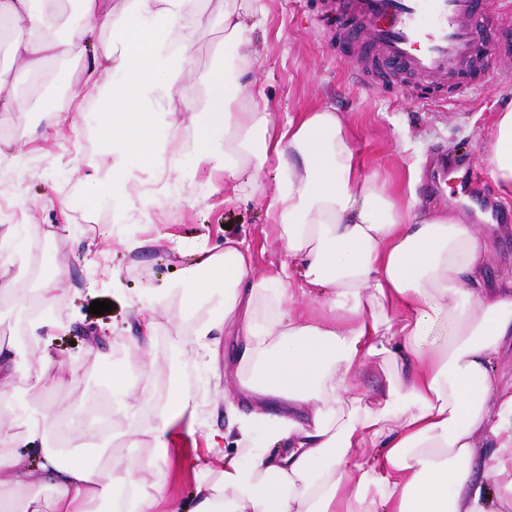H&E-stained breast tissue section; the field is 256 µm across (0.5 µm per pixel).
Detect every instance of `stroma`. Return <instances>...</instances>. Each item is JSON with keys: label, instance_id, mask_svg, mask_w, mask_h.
Masks as SVG:
<instances>
[{"label": "stroma", "instance_id": "stroma-1", "mask_svg": "<svg viewBox=\"0 0 512 512\" xmlns=\"http://www.w3.org/2000/svg\"><path fill=\"white\" fill-rule=\"evenodd\" d=\"M265 15L256 17L244 53L252 57L248 69L224 43V25L215 22L198 34L184 59L195 91H203L212 74L235 79L239 111L253 83H261L273 122L320 106L336 109L354 133V148L364 161L366 175L378 176L401 204L416 212L446 207L459 212L466 223L485 234L491 249L480 275L484 288L512 282V194H501L487 180L486 194L498 198V221L478 220L457 203V184L434 187L429 173L444 156L486 169L495 119L512 103V83L493 79V72H511L512 58L491 63L490 73L476 74L477 95L461 105L430 103L418 87L405 80L397 84L361 72L356 59L360 45L336 39L338 23L325 12L324 0H264ZM117 76L105 78L101 100L91 103L75 120L80 137L62 130L39 134L40 114L28 99L14 111L0 112V140L25 155L23 166L0 172V230L12 229L28 264L18 275L17 292L33 294L32 275L49 263L57 288L54 313L62 320L40 366L39 348L21 343L20 321L9 299H0V344L14 349L15 385L12 401L21 408L54 406L73 411L110 392L101 373L113 364L130 380L128 402L145 407L154 396L166 395L180 384L200 397H223L242 410L259 407L258 397L238 384L237 340L226 335L218 348L217 373L196 382L200 357L187 324L177 319V307L168 312L139 308L138 295L146 290L165 292L196 267L202 252H223L228 238L243 239L253 255V272L271 274L284 255L267 215V198L275 186L274 172L266 168L250 180L224 184V171L193 145L189 115H175L177 127L190 143L167 153L158 166H134L125 174L131 202L113 196L109 157L101 152L102 123L112 101ZM418 181L409 185L408 171ZM109 300L110 312L90 314L94 300ZM154 319V385L143 390L134 362L133 340L146 319ZM42 367L40 383L29 382L34 367ZM223 409L197 412L194 426L176 421L170 429L168 492L172 500L187 502L197 475L185 458L200 453L205 435L224 428Z\"/></svg>", "mask_w": 512, "mask_h": 512}]
</instances>
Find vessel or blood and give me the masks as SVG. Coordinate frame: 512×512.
I'll list each match as a JSON object with an SVG mask.
<instances>
[{
	"mask_svg": "<svg viewBox=\"0 0 512 512\" xmlns=\"http://www.w3.org/2000/svg\"><path fill=\"white\" fill-rule=\"evenodd\" d=\"M344 34L364 27L362 66L394 67L420 85L472 96L471 70L512 47L485 39L489 17L512 23V0H334Z\"/></svg>",
	"mask_w": 512,
	"mask_h": 512,
	"instance_id": "1",
	"label": "vessel or blood"
}]
</instances>
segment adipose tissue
Masks as SVG:
<instances>
[{
	"label": "adipose tissue",
	"mask_w": 512,
	"mask_h": 512,
	"mask_svg": "<svg viewBox=\"0 0 512 512\" xmlns=\"http://www.w3.org/2000/svg\"><path fill=\"white\" fill-rule=\"evenodd\" d=\"M225 6L207 0H78L83 25L46 36L55 0H0L9 55L28 76L53 61L70 66L83 101L100 78L119 75L102 139L112 191L130 163L152 166L177 147L176 111L189 113L204 155L221 159L225 181L273 165L282 174L268 209L284 259L254 277L244 241L229 240L153 308L177 299L198 350H216L225 330L240 338L241 386L261 410L224 408L225 429L206 436V455L189 505L169 501L166 433L173 416L207 400L178 387L142 428L126 406L127 435H149L154 458L63 456L48 438H98L94 428L51 409L17 416L19 432L0 449V512H512V386L493 363L512 336V286L476 287L484 239L446 209L413 213L383 184L363 176L338 112L317 108L275 124L264 90L253 86L240 112L223 76L202 98L185 87L183 54L195 36L224 23L234 48L248 40L263 0ZM500 187L512 191V107L501 112L488 155ZM224 286L203 304L207 272ZM324 289L322 312L293 314L294 278ZM390 365L376 402L354 376L372 358ZM40 449L37 465L26 450Z\"/></svg>",
	"instance_id": "1"
}]
</instances>
